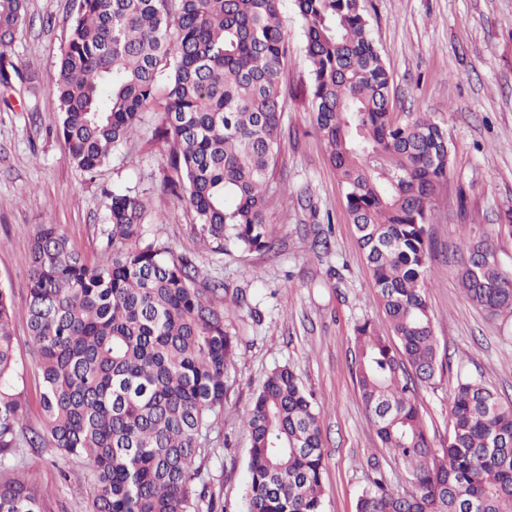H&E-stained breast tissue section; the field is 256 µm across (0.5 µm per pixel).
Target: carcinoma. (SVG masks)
I'll use <instances>...</instances> for the list:
<instances>
[{
    "label": "carcinoma",
    "instance_id": "1",
    "mask_svg": "<svg viewBox=\"0 0 512 512\" xmlns=\"http://www.w3.org/2000/svg\"><path fill=\"white\" fill-rule=\"evenodd\" d=\"M310 64L302 84L345 193L388 328L354 327L361 400L408 490L374 477L356 512H512V404L459 373L448 442L432 448L416 401L446 364L425 284L428 218L447 180V130L431 116L398 121L390 74L362 0H294ZM283 0H73L60 56L59 131L73 164L91 173L138 132L162 95L166 192L194 213L214 252L274 253L264 211L289 200L277 174L288 45ZM25 0H0V84L25 75L8 53ZM166 75L160 84V75ZM148 200L112 193V257L90 263L57 224L30 243L26 322L41 372V424L23 431L13 392V309L0 290V512H51L9 462L20 448H54L92 469V512H199L207 436L236 383L239 338L226 293L189 255L150 236ZM458 282L496 318L512 314V277L487 237L463 244ZM251 448L246 512H322L320 410L293 370L275 368L243 420Z\"/></svg>",
    "mask_w": 512,
    "mask_h": 512
}]
</instances>
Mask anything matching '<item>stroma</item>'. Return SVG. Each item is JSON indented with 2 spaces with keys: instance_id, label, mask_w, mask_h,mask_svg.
Segmentation results:
<instances>
[{
  "instance_id": "obj_1",
  "label": "stroma",
  "mask_w": 512,
  "mask_h": 512,
  "mask_svg": "<svg viewBox=\"0 0 512 512\" xmlns=\"http://www.w3.org/2000/svg\"><path fill=\"white\" fill-rule=\"evenodd\" d=\"M26 16L11 53L30 87L0 86V289L8 293L17 337L15 391L37 426L40 372L23 311L29 244L36 225H59L87 260L106 259L107 208L114 191L152 200L150 234L177 252L194 254L204 273L247 301L231 316L240 354L224 416L198 459L207 494L224 512H245L251 446L243 418L267 375L293 369L321 410L325 448L323 512H355L380 462L385 481L406 488L408 476L381 448L352 375L358 321L379 330L387 321L356 241L342 188L300 89L309 70L302 21L284 0L288 57L282 74L287 100L277 170L289 190H309L307 207L271 198L267 223L280 239L277 254L212 252L193 230V214L165 195L162 146L152 138L161 114L144 112L139 133L94 175L69 159L59 134L55 84L72 16L70 0H25ZM372 37L393 77L398 117L425 113L445 123L451 142L448 179L429 219L431 250L426 294L435 333L451 368L417 387V403L433 448L448 438L449 405L457 369L482 378L512 402V316L488 317L462 294L457 271L468 236L493 238L512 270V0H364ZM331 226L327 250L313 249L310 228ZM52 512H88L93 473L83 459L44 448L32 470Z\"/></svg>"
}]
</instances>
